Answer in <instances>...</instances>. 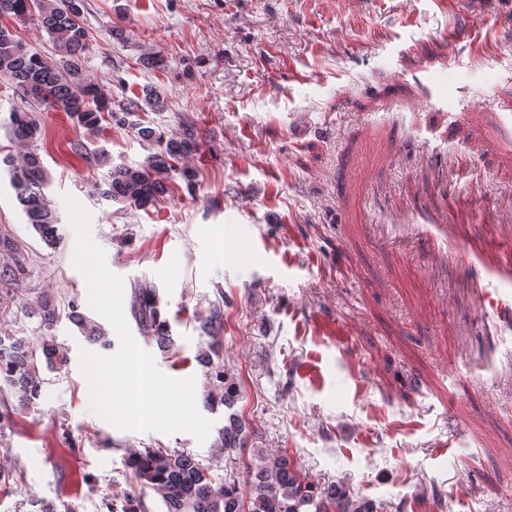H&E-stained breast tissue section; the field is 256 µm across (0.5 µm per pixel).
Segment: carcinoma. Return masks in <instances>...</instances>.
Segmentation results:
<instances>
[{
  "instance_id": "1",
  "label": "carcinoma",
  "mask_w": 512,
  "mask_h": 512,
  "mask_svg": "<svg viewBox=\"0 0 512 512\" xmlns=\"http://www.w3.org/2000/svg\"><path fill=\"white\" fill-rule=\"evenodd\" d=\"M84 0H0V18H10L18 26L32 23L46 32L58 49L60 58L48 59L26 48L17 35V26L0 23V78L13 86L22 99L66 113L88 130L100 128L102 121L136 131L154 152L136 166L114 165L94 190L103 197L138 208L153 206L167 190L170 172L178 162L197 150L189 133L164 135L140 122L142 112H160L166 107L165 96L157 86H145L134 98L117 100L86 73L85 59L89 33L84 24ZM0 128L27 145L21 156H7L9 183L16 199L41 240L48 246L59 243L58 217L46 194L50 183L47 169L36 149L41 139V124L29 110L10 108L8 117L0 118ZM71 152L95 166L108 163L103 147L90 149L82 140L70 143ZM26 273L23 260L0 269V281L12 284ZM134 315L142 330L152 334L161 350L172 346L168 323L161 319L153 288L136 292ZM40 318L42 335L34 338L7 337L9 353L0 356V393L8 389L18 407L30 409L38 399L44 379L40 365L49 370L65 366L67 357L51 334L60 313L46 302L31 309ZM67 319L88 340L103 347L110 345L106 329L80 311L78 301L69 304ZM218 349L212 344L199 350L198 359L207 368L209 386L203 392V405L214 409L218 403L228 407L240 396L236 384L225 381L224 368L214 363ZM246 425L237 414L228 417L218 431L214 448L220 453L242 448ZM258 463L249 468V501H244L235 481L211 474L193 454L168 448H145L131 452L125 464L132 469L136 483L153 489L162 499L166 512H377L369 501L353 498L341 484L322 485L301 476L286 453H257ZM107 512H145L141 493L133 490L107 504Z\"/></svg>"
}]
</instances>
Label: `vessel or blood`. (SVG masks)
<instances>
[{
	"label": "vessel or blood",
	"mask_w": 512,
	"mask_h": 512,
	"mask_svg": "<svg viewBox=\"0 0 512 512\" xmlns=\"http://www.w3.org/2000/svg\"><path fill=\"white\" fill-rule=\"evenodd\" d=\"M397 221L415 225L418 234L431 241L441 261L479 268L480 277L471 293L485 334L491 339L489 360L512 367V249L493 252L461 240L449 228L447 210L430 205L423 195L399 213Z\"/></svg>",
	"instance_id": "vessel-or-blood-1"
}]
</instances>
